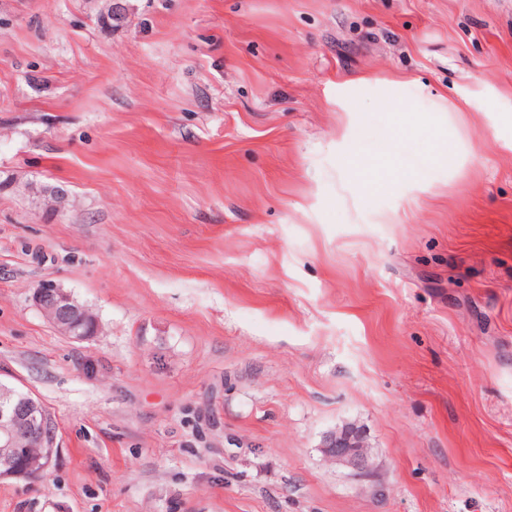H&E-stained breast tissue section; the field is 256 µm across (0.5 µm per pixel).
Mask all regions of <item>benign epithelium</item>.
I'll list each match as a JSON object with an SVG mask.
<instances>
[{
	"mask_svg": "<svg viewBox=\"0 0 512 512\" xmlns=\"http://www.w3.org/2000/svg\"><path fill=\"white\" fill-rule=\"evenodd\" d=\"M33 303L60 334L74 341H85L98 333L96 315L53 282L46 281L35 289ZM19 438L40 448L53 447L50 415L32 394L0 382V479L41 474L50 466L52 454L33 456L29 449L16 447ZM368 448L364 430L347 423L325 437L321 452L328 461L362 475L371 467Z\"/></svg>",
	"mask_w": 512,
	"mask_h": 512,
	"instance_id": "benign-epithelium-1",
	"label": "benign epithelium"
}]
</instances>
